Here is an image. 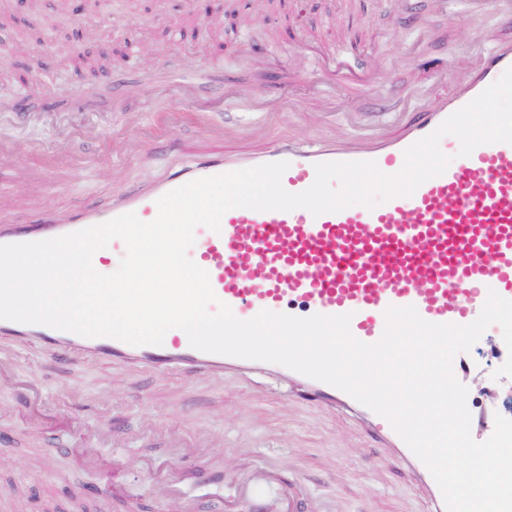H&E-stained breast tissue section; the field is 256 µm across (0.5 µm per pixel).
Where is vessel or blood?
Returning <instances> with one entry per match:
<instances>
[{
  "label": "vessel or blood",
  "mask_w": 512,
  "mask_h": 512,
  "mask_svg": "<svg viewBox=\"0 0 512 512\" xmlns=\"http://www.w3.org/2000/svg\"><path fill=\"white\" fill-rule=\"evenodd\" d=\"M486 48L458 73L449 90L423 103L395 132L370 138L329 136L301 144L271 139L260 149L228 155L212 152L181 161L149 189L128 190L123 204L104 210L74 208L26 224H0V244L35 242L98 226L135 213L157 216V200L194 179L285 161L283 187L309 188L319 162L372 161L387 175L403 167L405 151L478 96L512 67V42L486 35ZM451 135L439 142L452 154L446 171L413 193L375 208L353 205L312 215L292 211H226L219 231L200 226L190 249L223 303L242 320L270 310L297 317L351 314L350 331L361 342L380 340L389 307L414 306L424 320L466 325L480 314L489 291L512 300V144H483L459 156ZM17 343L64 359L82 356L101 364H133L156 374L177 370L223 376L225 369H251V360L191 347L173 329L162 345L134 346L115 338L83 337L43 325L0 320V357ZM304 397L332 409L354 405L344 391L305 378ZM373 432L398 448L428 486L433 512H447L443 493L428 468L389 422L372 415Z\"/></svg>",
  "instance_id": "b4317fda"
}]
</instances>
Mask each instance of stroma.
<instances>
[{
  "instance_id": "stroma-1",
  "label": "stroma",
  "mask_w": 512,
  "mask_h": 512,
  "mask_svg": "<svg viewBox=\"0 0 512 512\" xmlns=\"http://www.w3.org/2000/svg\"><path fill=\"white\" fill-rule=\"evenodd\" d=\"M423 26L397 22L391 0H222L227 18L208 22L197 0H0V188L29 206L108 207L129 186L145 187L174 161L171 145L213 147L197 115L257 146L251 117L224 111L232 84L277 101L292 126L273 137L304 142L334 130L367 135L403 122L420 87L450 82L480 52L471 0H416ZM259 39L260 58L238 44ZM385 66L366 91L343 78V51ZM176 65L192 84L181 100L153 71ZM92 93L94 108L66 109ZM39 143L42 154L27 152ZM97 154L100 169L43 168L60 143ZM467 404L512 418V380L494 378L498 343L483 333L467 354ZM114 486L119 501L78 494ZM238 501L284 512H430L424 489L393 451L344 411L322 413L274 371L215 380L158 375L54 358L18 348L0 363V512H181Z\"/></svg>"
}]
</instances>
